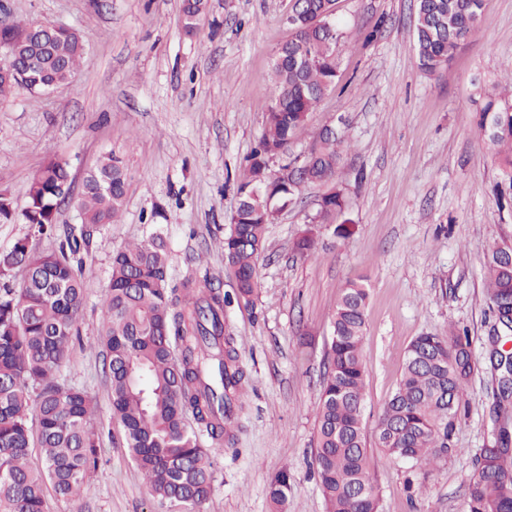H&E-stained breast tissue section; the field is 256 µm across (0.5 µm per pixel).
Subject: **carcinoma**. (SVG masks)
<instances>
[{
    "label": "carcinoma",
    "mask_w": 512,
    "mask_h": 512,
    "mask_svg": "<svg viewBox=\"0 0 512 512\" xmlns=\"http://www.w3.org/2000/svg\"><path fill=\"white\" fill-rule=\"evenodd\" d=\"M335 0H297L288 22L291 35L276 51L270 107L264 132L237 184L234 224L224 236L225 269L234 297L212 279L195 274L171 285L169 253L157 235L112 255L103 299L98 347L110 388L112 415L125 430L129 454L144 476L152 500L174 512H204L213 492V462L200 437L235 444L244 410L247 373L226 332L224 307L236 301L249 310L259 283L257 262L265 229L307 184L329 187L311 224H335L345 211L336 188L343 124L323 128L300 161L289 146L336 81V50L345 32L334 20ZM206 0H182L184 27L191 32ZM482 0H417L414 44L420 68L437 72L458 45L477 29ZM16 49L20 77H0V96L17 89L46 91L71 79L83 54L80 34L48 22L0 21V46ZM482 141L497 155L512 189V89L487 99L478 113ZM279 160L278 169L270 162ZM127 175L107 154L90 170L76 202L83 229L69 232L59 250L37 252L28 239L0 253V512H45L44 487L63 499L90 490L99 462L100 438L91 423L93 406L83 390L57 382L79 317L86 282L76 273L87 227L114 224L122 210ZM71 187L69 164L51 160L33 177L23 213L0 192V221H19L43 234L54 223L62 190ZM298 255L314 253L307 229L294 244ZM21 270L20 287L13 272ZM488 307L496 339L512 336V245L494 247L484 260ZM368 289L360 279L340 291L331 325L329 366L319 391L314 472L326 512H379L380 496L370 479V449L364 423L367 367L362 344ZM499 373L496 446L481 448L467 485V512H512V428L508 403L512 355L497 349ZM476 362L467 331L449 336L424 333L409 344L399 381L376 423L375 447L393 461L430 465L455 450L454 434L466 413V385ZM36 402L37 428L30 421ZM44 466L29 463L33 442ZM291 476L280 472L269 496L283 507Z\"/></svg>",
    "instance_id": "1"
}]
</instances>
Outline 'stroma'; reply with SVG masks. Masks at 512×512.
<instances>
[{"mask_svg":"<svg viewBox=\"0 0 512 512\" xmlns=\"http://www.w3.org/2000/svg\"><path fill=\"white\" fill-rule=\"evenodd\" d=\"M288 6L208 0L189 33L181 0H0L11 21L63 25L85 45L72 82L0 98V191L23 209L33 177L52 159L68 162L77 190L108 153L128 175L118 223L90 230L82 254L86 297L58 375L96 406L100 463L88 493L70 501L48 495L47 512H167L129 456L96 344L112 254L158 231L173 282L205 273L233 294L218 242L230 230L237 181L264 131L274 55L290 34ZM415 11L416 0H336L345 31L336 88L290 153L304 156L324 126L345 121L349 144L336 183L353 233L341 240L334 225H308L324 192L317 184L268 225L256 305L226 309L247 397L235 450L210 446L215 481L205 512H326L312 469L319 385L340 289L353 278L369 290L367 432L397 385L412 339L469 332L477 369L455 452L427 469L377 452L371 469L381 512L467 510L476 453L494 444L497 375L483 263L492 247L512 244V200L501 193L476 111L482 93L512 73V0H483L477 32L432 76L418 66ZM79 223L72 203L41 237H28L27 225L0 223V251L23 237L33 249H57ZM308 227L317 246L303 259L293 243ZM284 469L293 490L279 510L267 487Z\"/></svg>","mask_w":512,"mask_h":512,"instance_id":"obj_1","label":"stroma"}]
</instances>
